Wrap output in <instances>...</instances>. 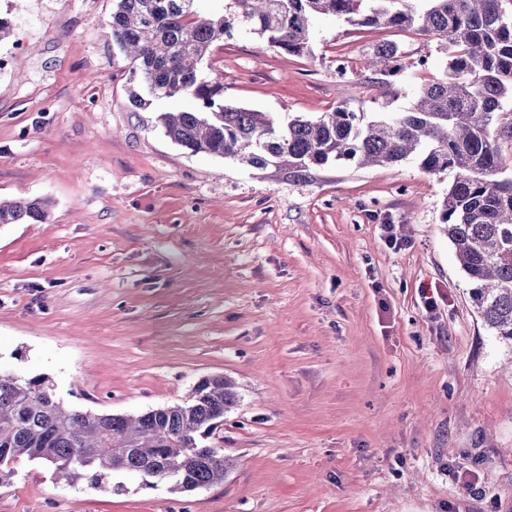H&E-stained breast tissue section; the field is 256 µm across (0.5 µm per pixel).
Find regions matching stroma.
Returning a JSON list of instances; mask_svg holds the SVG:
<instances>
[{"label": "stroma", "mask_w": 512, "mask_h": 512, "mask_svg": "<svg viewBox=\"0 0 512 512\" xmlns=\"http://www.w3.org/2000/svg\"><path fill=\"white\" fill-rule=\"evenodd\" d=\"M112 7L0 0L18 60L0 78V199L51 203L0 224V371L112 414L225 377L238 400L211 442L234 466L173 493L123 474L71 485L24 457L0 512H512V343L442 231L452 173L410 158L297 179L191 154L158 120L188 99L131 104L142 83L106 33ZM393 37L427 65L380 88L358 60ZM311 47L239 30L208 63L227 103L280 119L402 112L448 63L437 41L334 16Z\"/></svg>", "instance_id": "1"}]
</instances>
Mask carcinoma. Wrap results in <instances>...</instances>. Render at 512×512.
<instances>
[{
    "mask_svg": "<svg viewBox=\"0 0 512 512\" xmlns=\"http://www.w3.org/2000/svg\"><path fill=\"white\" fill-rule=\"evenodd\" d=\"M107 33L137 65L154 97L183 96L195 108L159 116L165 135L193 154L231 158L305 178L332 164L399 163L409 157L428 173L454 172L441 221L467 275L485 326L512 341V177L503 148L512 146V0H411L366 10L364 0H230L205 18L201 0H114ZM318 15L358 27L412 31L441 41L452 56L443 75L423 83L411 108L367 120L336 106L280 121L269 112L224 102V83L205 71L212 48L245 29L292 55L311 52ZM363 68L388 86L409 67L401 44L384 40L364 52ZM42 199L0 203V224L41 222ZM237 402L222 376L204 378L182 403L138 416L67 408L41 376L0 373V484L21 457L41 459L74 483L112 486L116 473L144 486L191 492L224 482L229 461L207 443Z\"/></svg>",
    "mask_w": 512,
    "mask_h": 512,
    "instance_id": "cac0c4a2",
    "label": "carcinoma"
}]
</instances>
